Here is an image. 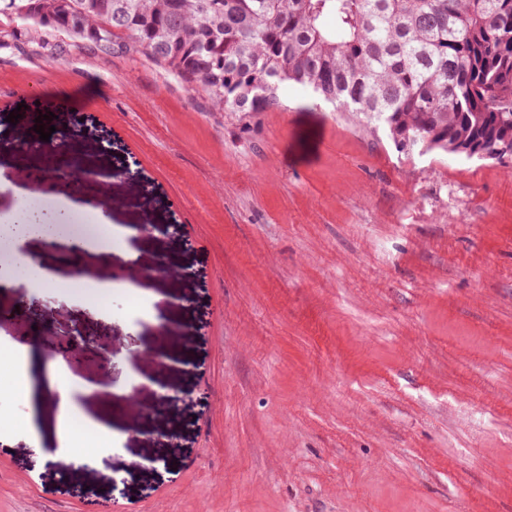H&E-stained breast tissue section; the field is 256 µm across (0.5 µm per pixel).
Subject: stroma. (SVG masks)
Segmentation results:
<instances>
[{"mask_svg": "<svg viewBox=\"0 0 512 512\" xmlns=\"http://www.w3.org/2000/svg\"><path fill=\"white\" fill-rule=\"evenodd\" d=\"M282 101L214 112L144 53L52 63L0 34V167L28 171L10 111L51 105L73 157L112 174L109 222L176 226L137 239L140 268L178 272L144 312L92 251L76 263L112 282L105 303L39 291L38 340L0 371V512H512V159L403 153L310 93ZM20 252L55 261L20 235L0 272ZM73 320L112 339L109 388L79 405L113 429L151 404L158 337L188 367L137 434L62 472L39 455L60 445L58 375L98 370L49 356Z\"/></svg>", "mask_w": 512, "mask_h": 512, "instance_id": "obj_1", "label": "stroma"}]
</instances>
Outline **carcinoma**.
<instances>
[{
  "label": "carcinoma",
  "instance_id": "carcinoma-1",
  "mask_svg": "<svg viewBox=\"0 0 512 512\" xmlns=\"http://www.w3.org/2000/svg\"><path fill=\"white\" fill-rule=\"evenodd\" d=\"M0 26L51 29L53 60L141 51L214 112L299 86L403 152L512 157V0H0Z\"/></svg>",
  "mask_w": 512,
  "mask_h": 512
}]
</instances>
